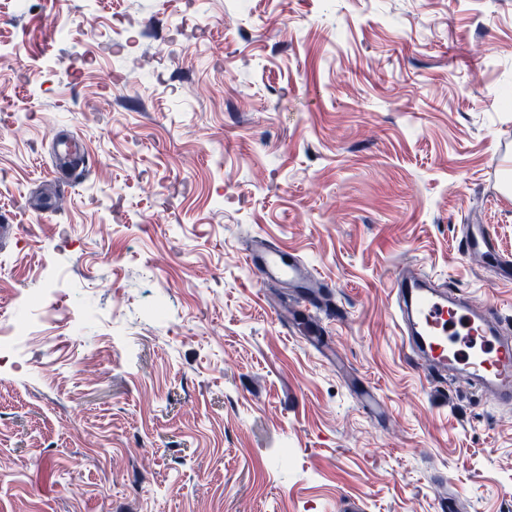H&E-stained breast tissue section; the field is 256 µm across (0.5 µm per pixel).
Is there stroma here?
I'll return each instance as SVG.
<instances>
[{"instance_id": "obj_1", "label": "stroma", "mask_w": 512, "mask_h": 512, "mask_svg": "<svg viewBox=\"0 0 512 512\" xmlns=\"http://www.w3.org/2000/svg\"><path fill=\"white\" fill-rule=\"evenodd\" d=\"M1 98L0 311L34 309L0 512H512V406L407 358L388 288L434 273L512 333L463 238L512 255V0H0ZM56 129L88 169L42 213ZM259 234L323 278V351Z\"/></svg>"}]
</instances>
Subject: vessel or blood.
Here are the masks:
<instances>
[{
    "instance_id": "1",
    "label": "vessel or blood",
    "mask_w": 512,
    "mask_h": 512,
    "mask_svg": "<svg viewBox=\"0 0 512 512\" xmlns=\"http://www.w3.org/2000/svg\"><path fill=\"white\" fill-rule=\"evenodd\" d=\"M57 154L69 170L85 164L80 136L59 139ZM245 264L259 281L277 279L298 288L305 302H312L324 286L322 278L298 257L285 254L271 239L256 236L245 254ZM432 276L425 273L396 272L390 292L396 300L394 323L406 354L437 372L463 367L471 385L495 403L512 401V336L498 329L497 311L491 304L479 306L457 300L450 292L435 289ZM467 326L481 334L475 349H462L450 337L455 325Z\"/></svg>"
}]
</instances>
